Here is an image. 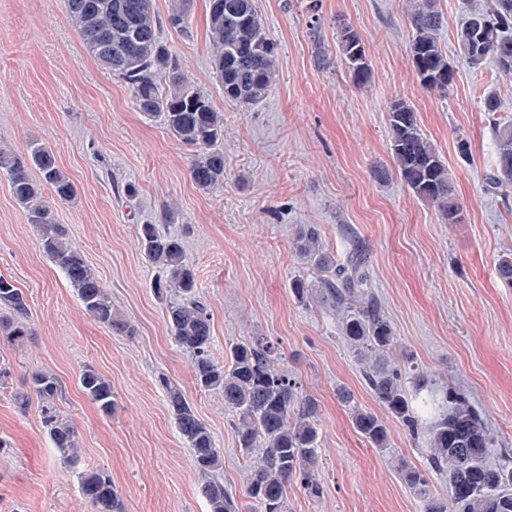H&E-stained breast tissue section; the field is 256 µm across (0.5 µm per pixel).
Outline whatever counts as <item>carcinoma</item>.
I'll use <instances>...</instances> for the list:
<instances>
[{
    "instance_id": "obj_1",
    "label": "carcinoma",
    "mask_w": 512,
    "mask_h": 512,
    "mask_svg": "<svg viewBox=\"0 0 512 512\" xmlns=\"http://www.w3.org/2000/svg\"><path fill=\"white\" fill-rule=\"evenodd\" d=\"M171 2L168 23L184 31L189 0ZM66 9L87 53L132 86L139 110L160 116L175 138L198 151L190 170L195 186L206 192L223 183V117L209 95L190 83L160 41L151 0H66ZM407 10L412 28L410 57L417 79L422 88L445 94L454 81V70L440 44L446 24L440 0H407ZM208 33L214 75L224 99L262 102L277 82V46L266 34L256 0H208ZM458 44L473 67L489 61L499 75L512 76V0H490L486 6L472 7L458 31ZM339 50L354 85L368 86L372 69L354 29L341 30ZM482 109L493 117L496 143L494 165L483 190L505 196L512 188V117H495L500 101L493 93L483 96ZM387 128L394 170L381 168L377 178L385 180L396 173L417 198L435 208L442 221L461 223L462 207L448 165L423 134L414 108L402 99L393 100ZM0 170L6 172L11 193L28 223L43 229L42 250L74 288L84 312L117 335H136L135 327L113 310L99 277L56 223L43 197L45 186L61 201L76 194L52 150L35 141L26 162L1 148ZM139 245L156 269L155 294L165 305L175 343L191 357L195 385L201 391L224 393L237 448L247 462L244 495L250 504L256 512H285L292 482L310 496H319L314 474L321 433L317 402L298 391L297 383L280 368L277 347L263 336L229 344L226 359L217 360L210 316L197 295L195 269L181 239L156 224H142ZM293 247L319 272L314 282L304 274L290 282L294 298L336 317L377 403L406 426L412 439H425L424 464L401 465L403 479L423 502L424 512H512V460L490 462L496 442L481 414L463 394L452 388L445 392L434 388L430 374L411 362L404 371L391 357L396 337L380 301L368 289L366 247L353 242L339 262L326 250L315 224L299 228ZM0 305L14 315L8 336L19 341L29 335L23 292L3 276ZM161 383L177 430L191 448L195 471L204 479L202 492L209 512H241L216 477L224 462L211 431L180 388L166 379ZM80 385L101 411L112 410V387L98 372L85 368ZM58 386L57 377L46 370L29 377V388L41 400L55 399ZM339 398L349 407L352 424L363 438L375 448L389 446L388 429L376 413L356 404L347 390L339 391ZM46 423L63 459L78 457L75 427L54 417ZM434 475L448 479V497L435 493ZM79 479L83 498L96 512H125L110 477L88 469Z\"/></svg>"
}]
</instances>
